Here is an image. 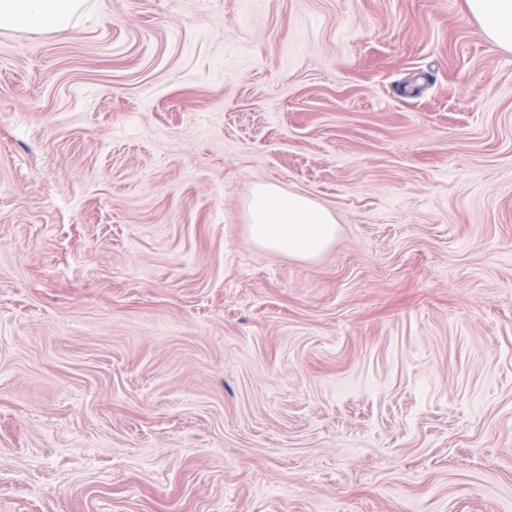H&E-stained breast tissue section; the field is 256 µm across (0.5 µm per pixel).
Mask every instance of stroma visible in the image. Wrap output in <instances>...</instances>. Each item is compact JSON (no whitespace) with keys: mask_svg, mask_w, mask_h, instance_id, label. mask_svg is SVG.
I'll return each mask as SVG.
<instances>
[{"mask_svg":"<svg viewBox=\"0 0 512 512\" xmlns=\"http://www.w3.org/2000/svg\"><path fill=\"white\" fill-rule=\"evenodd\" d=\"M259 183L321 257L252 244ZM0 512H512V52L467 0L0 28ZM248 232L256 246L279 255L312 260L336 240L332 213L302 194L277 185H256L248 203Z\"/></svg>","mask_w":512,"mask_h":512,"instance_id":"obj_1","label":"stroma"}]
</instances>
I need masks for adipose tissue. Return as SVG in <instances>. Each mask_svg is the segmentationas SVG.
<instances>
[{"label": "adipose tissue", "instance_id": "1", "mask_svg": "<svg viewBox=\"0 0 512 512\" xmlns=\"http://www.w3.org/2000/svg\"><path fill=\"white\" fill-rule=\"evenodd\" d=\"M484 33L512 51V0H467ZM84 0H0V28L30 32L67 29ZM248 232L256 246L279 255L312 260L335 241L339 226L326 208L277 185H256L248 203Z\"/></svg>", "mask_w": 512, "mask_h": 512}]
</instances>
